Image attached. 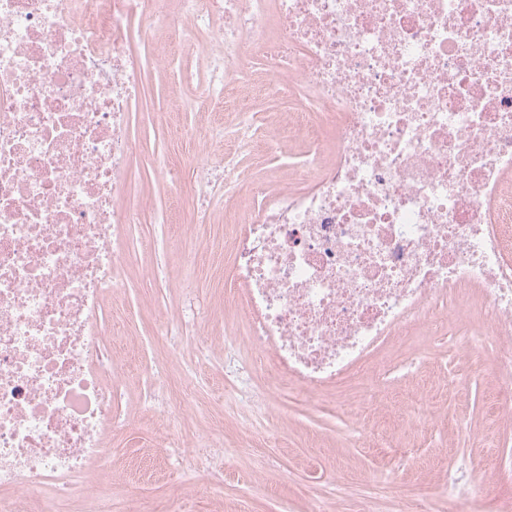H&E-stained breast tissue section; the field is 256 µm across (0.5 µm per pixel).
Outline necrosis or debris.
<instances>
[{
  "label": "necrosis or debris",
  "instance_id": "obj_1",
  "mask_svg": "<svg viewBox=\"0 0 512 512\" xmlns=\"http://www.w3.org/2000/svg\"><path fill=\"white\" fill-rule=\"evenodd\" d=\"M0 0V512H112L115 325L99 322L142 202L129 131L134 36L168 35L211 111L242 113L225 223L250 342L298 395L340 387L378 350L487 305L512 361V0ZM268 69L244 77L252 57ZM308 106L256 130L255 102ZM306 142L291 175L247 182L237 154ZM206 123L183 181L206 204ZM463 512L491 503L465 464Z\"/></svg>",
  "mask_w": 512,
  "mask_h": 512
}]
</instances>
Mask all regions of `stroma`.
Instances as JSON below:
<instances>
[{"instance_id": "obj_1", "label": "stroma", "mask_w": 512, "mask_h": 512, "mask_svg": "<svg viewBox=\"0 0 512 512\" xmlns=\"http://www.w3.org/2000/svg\"><path fill=\"white\" fill-rule=\"evenodd\" d=\"M143 91L134 103L130 132L139 145L134 163L136 189L147 202L137 221L121 225L119 237L130 259L117 288L107 295L122 310L118 346L123 375L112 404L118 423L112 433V496L130 507L149 497L164 501L185 494V512H349L354 499L373 496L381 512H394L407 490L431 491L429 512H455L445 484L454 460L465 461L490 495L512 496V480L490 483L500 455L512 452V422L492 417L488 401L505 383L490 337L481 335L480 318L407 345L384 348L391 364L387 380L367 389L354 385L327 392L320 403L297 400L275 389L269 353L249 342L239 298L224 294L232 257L224 247L228 228L224 205L216 203L210 223H191V201L157 173L160 161L192 163L193 134L203 113L190 108L196 87L160 63L169 51L165 38L138 43ZM208 242L206 251L195 248ZM209 335L199 336L198 325ZM415 369H406L407 360ZM462 382L443 393L436 417L418 427L396 425L394 447L381 459L389 482L369 480L372 458L348 435L349 423L334 406L336 395L359 399L369 392L378 410L369 425L394 423V403L408 402L419 385ZM190 384L198 406L178 430L189 453L166 447L168 405L178 403ZM453 416L466 423L455 432L440 424ZM224 434L223 452L201 447L204 430Z\"/></svg>"}]
</instances>
